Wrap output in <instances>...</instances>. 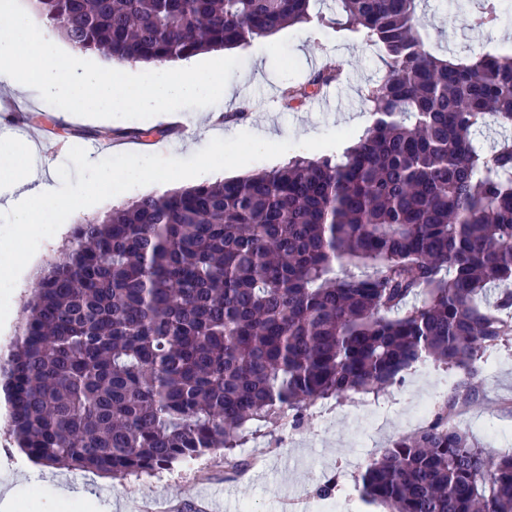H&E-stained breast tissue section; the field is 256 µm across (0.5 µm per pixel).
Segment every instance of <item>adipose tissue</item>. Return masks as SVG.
Returning <instances> with one entry per match:
<instances>
[{
    "mask_svg": "<svg viewBox=\"0 0 512 512\" xmlns=\"http://www.w3.org/2000/svg\"><path fill=\"white\" fill-rule=\"evenodd\" d=\"M121 152L131 159L128 167L119 174L104 169L92 172L91 180L76 188L69 196L52 195L42 183L40 171L34 166L30 152L12 151L0 158V182L12 183L18 192L15 202V222L19 234L32 232L41 224L44 212L58 214L64 221H72L85 210V199L98 190L122 196L134 185L146 184L152 175L153 152L138 143H125Z\"/></svg>",
    "mask_w": 512,
    "mask_h": 512,
    "instance_id": "adipose-tissue-1",
    "label": "adipose tissue"
}]
</instances>
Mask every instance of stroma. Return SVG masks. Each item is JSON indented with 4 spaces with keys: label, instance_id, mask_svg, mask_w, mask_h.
<instances>
[{
    "label": "stroma",
    "instance_id": "stroma-1",
    "mask_svg": "<svg viewBox=\"0 0 512 512\" xmlns=\"http://www.w3.org/2000/svg\"><path fill=\"white\" fill-rule=\"evenodd\" d=\"M468 0H428L426 41L432 49L467 51H512V16L502 15L500 24L482 32L467 25ZM311 11L322 21L286 27L270 37L255 39L250 46L229 49L241 66L231 79L232 97L211 105L212 113L246 111L245 120L228 123L224 131V167L233 171L245 162L250 173L281 166L295 154L310 157L335 156L336 145L357 135L355 117L368 114L362 94L386 72L384 54L369 41L355 40L336 28L333 0H313ZM331 61L343 65L344 78L332 84L338 104L316 108L312 102L290 109L279 99L281 86L301 82ZM13 102L21 112L47 115L46 132L5 120L0 116V144L18 150L29 149L39 160L47 182L57 196H67L91 176L84 157L95 167L120 170L126 156L115 151L125 132L156 127L155 119H113L90 125V135H74L75 123L63 122L60 110L46 103L38 91L11 100L0 91V106ZM177 135L153 137L154 167L158 180L131 188L126 200L145 194L219 181L211 168L210 125L201 110L186 109ZM12 205L0 196V249L16 257L41 254L53 256L55 225H41L38 234L18 237ZM11 270L0 271V314H10L11 326L0 330V357L12 350L22 324V296ZM476 383L479 396L459 414V425L487 450H503L500 433L512 432V342L487 352L478 363ZM457 371L431 363L405 373L401 383L378 395H355L318 401L309 412L292 443L282 444L279 434L255 435L246 449H234V456L250 451L257 465L238 472L227 465L223 451L195 460L174 463L151 474L112 480L93 471H70L31 461L8 434L6 413H0V497L13 494L27 498L48 481L71 493L93 496L96 512H137L139 505L159 502L168 512H204L207 502L203 488L222 492V512H283L284 501H317V490L337 484L332 499L350 501L349 512H387L365 499L359 481L361 473L381 450L398 436L411 433V419L418 403L438 400L442 383H456Z\"/></svg>",
    "mask_w": 512,
    "mask_h": 512
}]
</instances>
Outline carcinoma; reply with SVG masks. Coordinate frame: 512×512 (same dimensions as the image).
<instances>
[{
    "mask_svg": "<svg viewBox=\"0 0 512 512\" xmlns=\"http://www.w3.org/2000/svg\"><path fill=\"white\" fill-rule=\"evenodd\" d=\"M71 48L160 64L311 21L312 0H29ZM423 0H336L385 54L373 124L335 156L138 197L82 220L25 301L0 362L10 426L46 466L112 478L296 426L314 402L377 395L424 357L461 378L430 423L360 475L390 512H512V453L454 423L476 363L512 340V54L448 60ZM473 29L501 0H471ZM342 64L281 90L287 108ZM369 271L336 276V266Z\"/></svg>",
    "mask_w": 512,
    "mask_h": 512,
    "instance_id": "carcinoma-1",
    "label": "carcinoma"
}]
</instances>
